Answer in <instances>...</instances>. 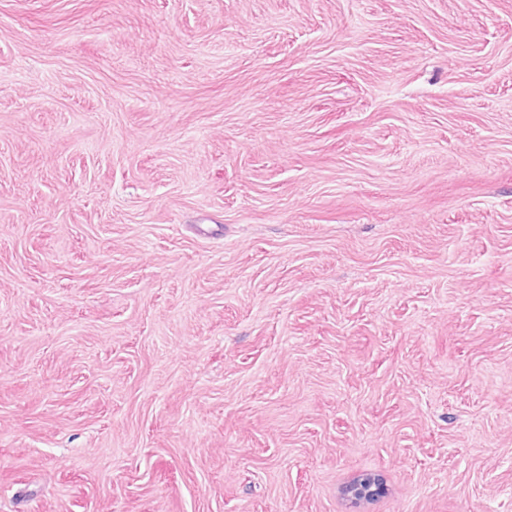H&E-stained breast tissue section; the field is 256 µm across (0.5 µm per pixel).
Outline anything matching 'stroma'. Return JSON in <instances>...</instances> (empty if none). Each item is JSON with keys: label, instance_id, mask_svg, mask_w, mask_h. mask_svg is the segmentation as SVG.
Returning <instances> with one entry per match:
<instances>
[{"label": "stroma", "instance_id": "obj_1", "mask_svg": "<svg viewBox=\"0 0 512 512\" xmlns=\"http://www.w3.org/2000/svg\"><path fill=\"white\" fill-rule=\"evenodd\" d=\"M0 512H512V0H0ZM381 492L380 479L371 475L356 477L344 488V495L353 505H359L364 501H373L378 498Z\"/></svg>", "mask_w": 512, "mask_h": 512}]
</instances>
